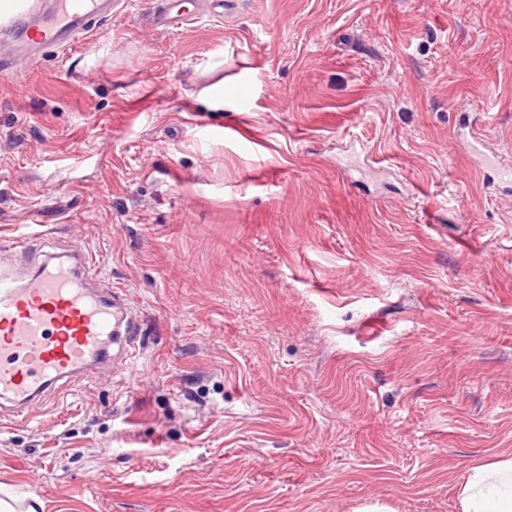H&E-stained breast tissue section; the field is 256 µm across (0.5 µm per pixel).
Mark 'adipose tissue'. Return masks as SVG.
Wrapping results in <instances>:
<instances>
[{"label":"adipose tissue","instance_id":"1","mask_svg":"<svg viewBox=\"0 0 512 512\" xmlns=\"http://www.w3.org/2000/svg\"><path fill=\"white\" fill-rule=\"evenodd\" d=\"M460 512H512V459L488 458L458 484Z\"/></svg>","mask_w":512,"mask_h":512}]
</instances>
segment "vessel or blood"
<instances>
[{
    "mask_svg": "<svg viewBox=\"0 0 512 512\" xmlns=\"http://www.w3.org/2000/svg\"><path fill=\"white\" fill-rule=\"evenodd\" d=\"M119 7V0H17L0 17V71L71 47ZM200 12L199 0H149L145 9L155 29L193 21ZM470 148L486 179L512 181V163L484 139L472 137ZM15 245L28 269L0 267V400L20 413L58 382H74L99 364L126 370L139 349L140 315L126 289L89 285L93 255L42 257L30 236Z\"/></svg>",
    "mask_w": 512,
    "mask_h": 512,
    "instance_id": "1",
    "label": "vessel or blood"
}]
</instances>
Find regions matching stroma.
Returning a JSON list of instances; mask_svg holds the SVG:
<instances>
[{
    "label": "stroma",
    "mask_w": 512,
    "mask_h": 512,
    "mask_svg": "<svg viewBox=\"0 0 512 512\" xmlns=\"http://www.w3.org/2000/svg\"><path fill=\"white\" fill-rule=\"evenodd\" d=\"M144 8L0 73V249L93 254L145 329L125 372L0 412V499L460 512L512 458V193L467 145L512 160V0ZM201 3L197 0L148 1L144 15L152 28L168 29L184 21L197 19L202 11Z\"/></svg>",
    "instance_id": "1"
}]
</instances>
